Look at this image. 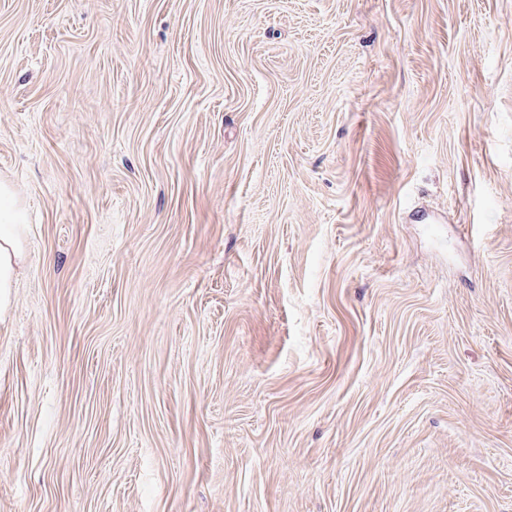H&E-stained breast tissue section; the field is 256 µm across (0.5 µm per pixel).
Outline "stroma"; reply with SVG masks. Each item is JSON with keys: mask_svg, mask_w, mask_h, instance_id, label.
<instances>
[{"mask_svg": "<svg viewBox=\"0 0 512 512\" xmlns=\"http://www.w3.org/2000/svg\"><path fill=\"white\" fill-rule=\"evenodd\" d=\"M0 512H512V0H0ZM21 215L7 185L0 184V314L12 304L13 280L25 262Z\"/></svg>", "mask_w": 512, "mask_h": 512, "instance_id": "obj_1", "label": "stroma"}]
</instances>
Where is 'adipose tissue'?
I'll return each mask as SVG.
<instances>
[{
	"label": "adipose tissue",
	"instance_id": "obj_1",
	"mask_svg": "<svg viewBox=\"0 0 512 512\" xmlns=\"http://www.w3.org/2000/svg\"><path fill=\"white\" fill-rule=\"evenodd\" d=\"M24 262L21 215L9 187L0 184V312L12 304L13 280Z\"/></svg>",
	"mask_w": 512,
	"mask_h": 512
}]
</instances>
